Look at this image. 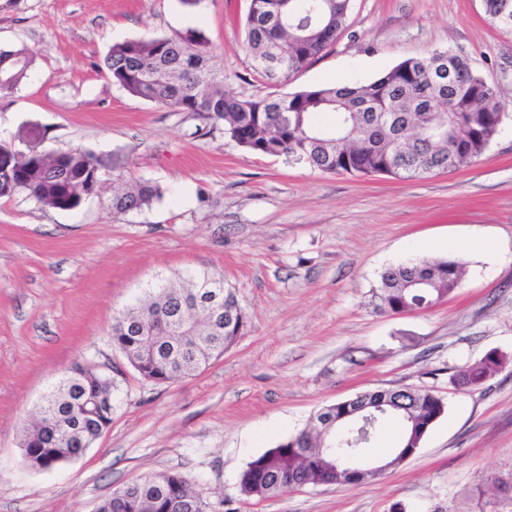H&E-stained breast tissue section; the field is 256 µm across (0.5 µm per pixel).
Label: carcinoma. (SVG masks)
<instances>
[{
    "label": "carcinoma",
    "instance_id": "obj_1",
    "mask_svg": "<svg viewBox=\"0 0 512 512\" xmlns=\"http://www.w3.org/2000/svg\"><path fill=\"white\" fill-rule=\"evenodd\" d=\"M282 5L289 27L275 24L245 32L253 68L267 83L280 85L303 71L345 28L350 0H265ZM451 75L431 86L425 70L441 57H410L368 83L325 85L284 95L243 98L224 92V71L215 63L209 41L198 29L173 37L132 39L111 47L104 58L107 75L130 95L191 112L207 122L224 123V134L238 146L258 155L283 157L323 173L355 176L384 175L396 180L422 178L436 171L453 172L481 156L508 119L496 89L475 73L468 61L446 52ZM6 82L0 93L16 90L27 76L33 56L22 48H0ZM324 113L334 124L321 123ZM59 164L37 157L22 160L10 189L0 195H22L49 208L68 210L73 199L106 166L82 150L57 153ZM160 187L144 180L112 192V213L122 215L149 207L160 199ZM464 264L448 257L401 263L380 276L381 306L393 313L411 312L423 301H439L460 287ZM413 279L426 282L419 291L407 287ZM213 288L224 302L233 296L224 279L208 274L185 279L179 274L149 292L139 305L119 313L112 323V342L123 349L130 365L144 379L174 383L204 369L224 354L245 327L241 310L225 321L208 325V309L195 301L201 286ZM509 358L490 352L463 367L458 382L477 387L501 371ZM79 376L68 389L56 388L44 401L46 427H24L21 443L29 464L40 470L80 458L99 438V421L75 419L74 401L83 396L110 397L115 385L93 369L76 363ZM446 412L444 398L433 390L415 389L413 422L403 430L401 443L421 446L433 425ZM306 431L278 441L247 462L239 477L242 494L277 496L287 488L286 476L308 486L326 480L357 485L371 479L366 473L329 476L321 466L318 436ZM98 512H212L210 504L180 473L152 475L129 483L102 499Z\"/></svg>",
    "mask_w": 512,
    "mask_h": 512
}]
</instances>
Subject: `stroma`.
Listing matches in <instances>:
<instances>
[{
  "mask_svg": "<svg viewBox=\"0 0 512 512\" xmlns=\"http://www.w3.org/2000/svg\"><path fill=\"white\" fill-rule=\"evenodd\" d=\"M250 0H0V48L35 59L0 94V143L28 130L43 149L79 148L108 170L73 210L0 198V512H94L133 480L189 477L214 512H512V364L482 386L463 366L512 357V32L483 0H351L336 41L288 83L254 72ZM202 30L238 96L344 78L368 82L402 60L449 50L495 85L511 118L470 165L424 179L326 174L248 152L220 123L134 97L100 69L113 44ZM204 136H195L196 127ZM161 199L112 213L113 178ZM456 257L459 288L425 312L379 307V275ZM223 277L243 332L198 375L143 379L112 344L113 317L172 274ZM111 373L112 422L76 461L30 468L22 429L74 363ZM430 388L447 411L416 454L360 485L241 493L246 463L307 427L322 407L376 389Z\"/></svg>",
  "mask_w": 512,
  "mask_h": 512,
  "instance_id": "stroma-1",
  "label": "stroma"
}]
</instances>
